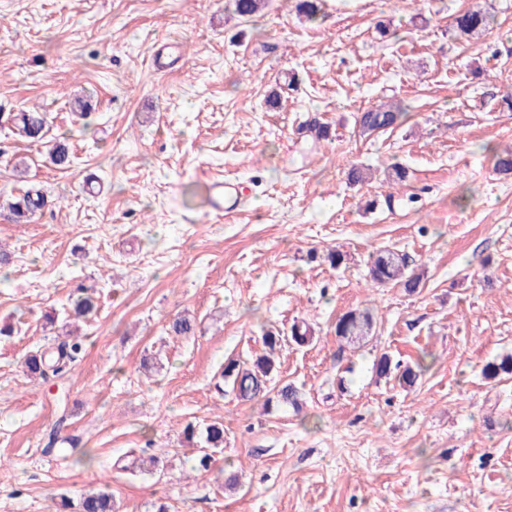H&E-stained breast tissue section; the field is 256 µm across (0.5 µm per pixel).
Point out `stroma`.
Returning a JSON list of instances; mask_svg holds the SVG:
<instances>
[{
  "label": "stroma",
  "instance_id": "obj_1",
  "mask_svg": "<svg viewBox=\"0 0 512 512\" xmlns=\"http://www.w3.org/2000/svg\"><path fill=\"white\" fill-rule=\"evenodd\" d=\"M470 0H268L248 19L228 0H0V112L38 108L68 133L75 163L0 130V195L52 198L27 224L0 216V512H51L109 483L121 512H512V377L483 366L512 353V0H480L491 34L460 39ZM384 22L392 36L374 26ZM183 43L171 71L154 44ZM89 96L88 118L70 110ZM408 111L378 137L359 112ZM330 140L311 143V120ZM408 167L390 187L393 163ZM354 165L369 182L346 179ZM241 190L212 221L210 178ZM394 193L393 209L366 210ZM405 254L417 293L367 278L375 249ZM336 248L347 264L321 259ZM98 311L69 372L29 378L22 361L64 337L46 317L77 285ZM370 309L371 336L333 326ZM194 335L169 332L181 311ZM306 323L276 355L303 409L237 399L224 361L262 353V331ZM423 363L410 389L377 380L381 353ZM224 420L212 469L183 434ZM159 456L162 475L116 468Z\"/></svg>",
  "mask_w": 512,
  "mask_h": 512
}]
</instances>
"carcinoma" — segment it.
<instances>
[{"mask_svg":"<svg viewBox=\"0 0 512 512\" xmlns=\"http://www.w3.org/2000/svg\"><path fill=\"white\" fill-rule=\"evenodd\" d=\"M266 0H232L234 14L239 18H250L255 15ZM320 0H298L297 9L310 21L320 18ZM453 26L460 38H469L475 34L486 35L493 29V17L478 4H473L466 11L454 17ZM405 117V111L390 106L369 108L358 114L356 124L364 135H374L386 132L400 125ZM6 128L11 134L27 139L31 143L41 145L46 149L47 159L54 166L66 169L71 164L69 146L64 140L48 138L49 127L46 113L23 111L16 113L0 112V129ZM46 206L45 196L38 190L28 189L22 194L6 201V209L13 220L29 222ZM369 281L376 287L399 285L410 294L420 288L421 280L418 275L409 271L406 257L398 251L384 247L372 253L368 260ZM98 309L97 298L92 289L83 285L77 286L75 298L71 307L65 311V321L87 319ZM374 317L368 309H353L342 314L334 325L338 339L348 343H358L371 335ZM195 321L187 316L179 315L170 324V332L178 336H192L195 332ZM312 341V330L307 324H293L288 332L267 331L262 336L265 352L255 355L251 361L242 362L229 358L224 363V380L232 384L233 391L243 401L264 400L267 409H278L291 406L299 409L298 391L288 385L274 382V372L277 371L274 351L286 342L299 347L307 346ZM82 339L78 336L62 342L58 348L57 358L51 359L42 353H32L23 360L26 372L43 378L49 370H58L59 363L71 360L82 351ZM374 371L378 378L394 379L404 388L417 384L423 366L393 362L387 353L381 354L374 363ZM487 379H500L512 375V354H506L499 360L487 363L483 368ZM206 449L200 451L197 457V469L208 472L211 470L212 455L208 449L224 446V423L216 419L208 424L204 431ZM77 512H118V508L107 489H98L84 496Z\"/></svg>","mask_w":512,"mask_h":512,"instance_id":"cac0c4a2","label":"carcinoma"}]
</instances>
